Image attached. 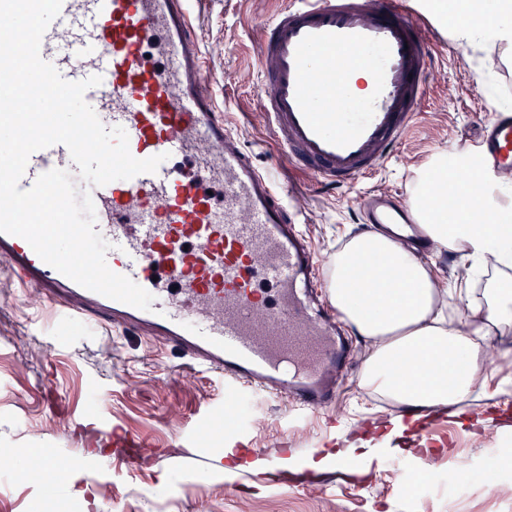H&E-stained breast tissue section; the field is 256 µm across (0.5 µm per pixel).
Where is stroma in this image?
<instances>
[{
    "mask_svg": "<svg viewBox=\"0 0 512 512\" xmlns=\"http://www.w3.org/2000/svg\"><path fill=\"white\" fill-rule=\"evenodd\" d=\"M285 2L195 0L196 39L219 108L255 163L277 173V190L299 208L324 264L349 239L368 232L359 209L367 188L410 203L412 184L435 153L474 149L492 110L512 105V67L451 39L434 46L426 99L392 158L373 178L327 189L277 151L260 103V84L272 66L260 45ZM420 259L439 286L471 285L475 302H482L486 283L472 281L468 262L435 249ZM51 317L0 260V448L73 454L84 466L86 497L76 503L64 487H44L38 472L21 480L0 476V512H512V426L484 423L497 414L512 418V392L498 386L512 379V326L480 339V348H494L496 355L485 360L486 375L470 399L448 407L455 425H436L438 452L427 461L411 454L415 437L393 428L408 410L361 389L370 342L357 331L349 333L352 357L337 374L336 399L326 411L297 418L284 402L268 399L236 430L202 440L195 423L223 405V379L190 372L176 350L150 343L138 329L111 333L74 325L51 335ZM84 419L134 435L146 447L129 449L123 460L111 448L89 456L91 440L76 426ZM283 443L292 449L297 473L313 472L309 486L237 490L213 460L217 448L240 455ZM350 447L365 484L332 464L308 466L313 449L332 454ZM427 468L454 481L457 493L429 489L408 496L406 487Z\"/></svg>",
    "mask_w": 512,
    "mask_h": 512,
    "instance_id": "obj_1",
    "label": "stroma"
}]
</instances>
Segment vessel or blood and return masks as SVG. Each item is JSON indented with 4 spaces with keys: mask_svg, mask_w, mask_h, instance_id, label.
Returning a JSON list of instances; mask_svg holds the SVG:
<instances>
[{
    "mask_svg": "<svg viewBox=\"0 0 512 512\" xmlns=\"http://www.w3.org/2000/svg\"><path fill=\"white\" fill-rule=\"evenodd\" d=\"M413 0H289L267 25L263 55L274 66L260 98L276 145L321 183L367 179L388 162L426 96L430 48L439 31L412 19ZM69 81L97 75L86 102L106 127L120 126L139 159L164 155L157 172L92 188L106 262L154 297L143 311L87 290L42 261L21 237L0 233V257L55 311V325L139 328L177 348L187 366L220 376L233 413L213 412L197 431L215 436L241 422L239 408L276 398L312 412L334 399L330 369L348 339L336 310H317L316 254L270 176L224 121L203 78L192 0H62L40 45ZM370 92L351 95L350 68ZM481 152L512 170V113H494ZM63 169L78 174L61 144L34 152L20 189ZM222 199L209 195L210 187ZM366 223L413 221L396 197L360 200ZM76 458L54 453L41 469L66 476Z\"/></svg>",
    "mask_w": 512,
    "mask_h": 512,
    "instance_id": "b4317fda",
    "label": "vessel or blood"
}]
</instances>
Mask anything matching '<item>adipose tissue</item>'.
I'll use <instances>...</instances> for the list:
<instances>
[{"label":"adipose tissue","mask_w":512,"mask_h":512,"mask_svg":"<svg viewBox=\"0 0 512 512\" xmlns=\"http://www.w3.org/2000/svg\"><path fill=\"white\" fill-rule=\"evenodd\" d=\"M425 10L449 24L473 49L499 52L512 62V0H425ZM483 158L469 152L436 155L414 181L411 213L424 235L472 264L494 256L512 266V195L483 180ZM484 223H474L473 208ZM376 257V287L358 291L350 276L359 261ZM331 301L360 335L373 341L361 374L363 388L412 408L463 402L482 372L477 337L512 325V285L502 284L484 320L451 321L446 293L413 247L372 232L354 237L326 268Z\"/></svg>","instance_id":"1"}]
</instances>
